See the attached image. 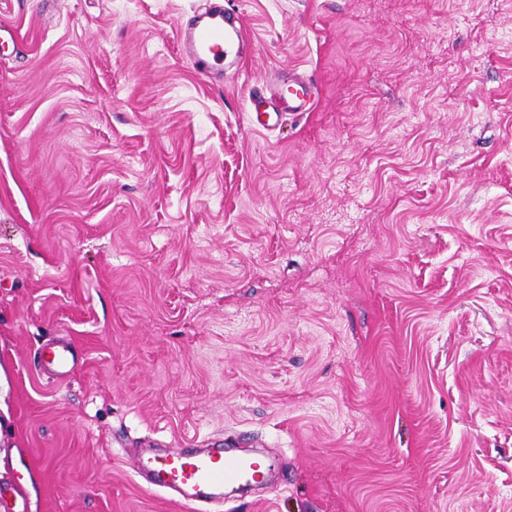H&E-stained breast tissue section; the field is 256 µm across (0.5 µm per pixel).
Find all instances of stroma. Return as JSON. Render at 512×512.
Wrapping results in <instances>:
<instances>
[{
	"mask_svg": "<svg viewBox=\"0 0 512 512\" xmlns=\"http://www.w3.org/2000/svg\"><path fill=\"white\" fill-rule=\"evenodd\" d=\"M205 5L0 0V512H186L130 453L213 440L284 463L224 512H512V0H224L221 82ZM244 39L239 21L225 14L223 0H212L204 12L181 19L177 25L180 54L208 79L216 73L224 81V57L234 53ZM316 97V87L297 72L270 86H253L249 91L245 121L249 128L270 131L279 127L290 112H307ZM289 112V113H288ZM36 358L44 373L57 378H66L81 359L72 343L59 337L44 344Z\"/></svg>",
	"mask_w": 512,
	"mask_h": 512,
	"instance_id": "obj_1",
	"label": "stroma"
}]
</instances>
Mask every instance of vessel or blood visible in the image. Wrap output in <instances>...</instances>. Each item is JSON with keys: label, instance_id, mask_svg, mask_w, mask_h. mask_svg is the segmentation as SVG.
I'll list each match as a JSON object with an SVG mask.
<instances>
[{"label": "vessel or blood", "instance_id": "obj_1", "mask_svg": "<svg viewBox=\"0 0 512 512\" xmlns=\"http://www.w3.org/2000/svg\"><path fill=\"white\" fill-rule=\"evenodd\" d=\"M239 21L224 12V0H211L204 12L181 19L177 41L181 54L192 61L200 75L223 74L224 59L243 41ZM316 88L304 76L289 72L270 86L252 87L246 101L245 121L249 128L269 131L282 125L291 112L309 111ZM44 373L67 377L80 361L72 343L55 338L36 354ZM134 469L148 488L171 494L190 512H223L225 484L250 485L265 477L273 466L264 455H241L230 448L149 449L138 454Z\"/></svg>", "mask_w": 512, "mask_h": 512}]
</instances>
